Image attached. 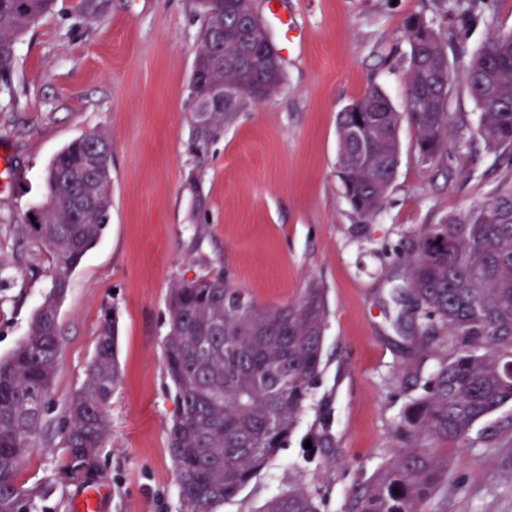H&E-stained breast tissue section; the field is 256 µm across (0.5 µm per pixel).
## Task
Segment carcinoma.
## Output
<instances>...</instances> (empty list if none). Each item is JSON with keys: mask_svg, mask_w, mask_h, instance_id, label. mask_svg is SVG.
Returning <instances> with one entry per match:
<instances>
[{"mask_svg": "<svg viewBox=\"0 0 512 512\" xmlns=\"http://www.w3.org/2000/svg\"><path fill=\"white\" fill-rule=\"evenodd\" d=\"M55 0H0V75L10 73L19 38L54 8ZM204 17L197 56L213 53L219 10L227 24L244 17L249 0H199ZM405 111L379 87L358 112H340L339 175L351 208L367 217L383 207L400 159V125L414 127L422 162L448 154L449 104L464 87L480 111L477 135L487 151L512 157V34L490 39L462 75L448 62L433 24L413 15L404 24ZM246 87L278 84L266 68L219 64L205 82L190 83V148L206 155L237 109L205 111L224 81ZM112 140L99 131L68 144L49 165L47 198L27 212L21 228L50 254L54 274L26 336L0 360V512H38L54 485L18 482L31 451L64 450L58 481L86 483L97 474L108 439L107 405L121 382L118 314L104 307L95 355L80 387L60 408L49 403L60 364L59 310L68 271L101 239L112 210ZM407 293L419 335L416 348L436 359L426 395L397 424L403 451L362 487L353 512H420L438 490L434 441L463 443L473 427L512 403V178L465 214L425 225L408 256ZM165 363L177 413L168 447L185 512H216L235 498L294 433L323 371L329 316L324 289L312 282L292 302L265 306L226 271L216 270L169 289ZM314 448L336 447L327 427L308 435ZM260 512H320L315 493L295 485L272 495Z\"/></svg>", "mask_w": 512, "mask_h": 512, "instance_id": "obj_1", "label": "carcinoma"}]
</instances>
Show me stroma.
<instances>
[{"mask_svg":"<svg viewBox=\"0 0 512 512\" xmlns=\"http://www.w3.org/2000/svg\"><path fill=\"white\" fill-rule=\"evenodd\" d=\"M57 0L17 42L9 93H0V358L25 336L50 285L51 258L21 219L47 196L45 173L71 141L112 139V212L102 239L70 271L60 312L55 405L80 386L102 309L119 316L122 382L108 405L109 437L97 480L106 512H184L168 449L176 413L165 365L171 286L230 267L266 305L295 300L312 281L330 315L324 368L287 448L218 512H260L293 483L320 491L321 512H350L353 496L400 450L396 425L435 368L411 342L404 256L425 225L487 201L512 163L478 141L466 93L450 112L465 146L421 163L415 132L384 206L366 217L338 176L337 115L380 87L405 109L403 36L410 15L431 21L464 61L512 31V0H267L255 7L279 51L283 81L237 112L205 157L189 149V83L202 15L198 0ZM204 206H197L196 196ZM327 420L336 445L305 448ZM442 490L425 512H512V404L476 425L467 443L436 441Z\"/></svg>","mask_w":512,"mask_h":512,"instance_id":"obj_1","label":"stroma"}]
</instances>
